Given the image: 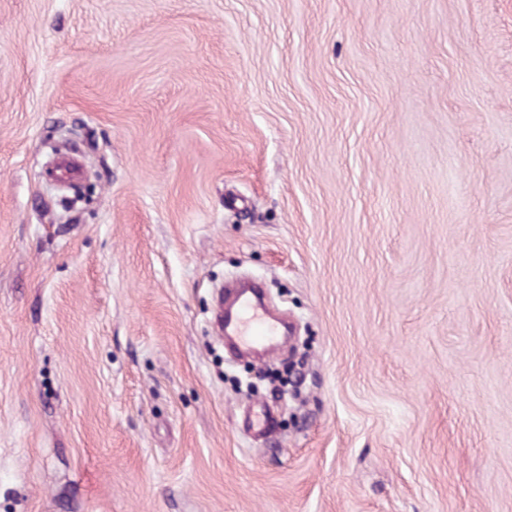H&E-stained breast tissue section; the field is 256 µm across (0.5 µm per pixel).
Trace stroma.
I'll return each mask as SVG.
<instances>
[{"mask_svg":"<svg viewBox=\"0 0 512 512\" xmlns=\"http://www.w3.org/2000/svg\"><path fill=\"white\" fill-rule=\"evenodd\" d=\"M0 512H512V0H0ZM258 292L257 286L240 290L232 309L224 314L218 326L219 335L232 339L237 349L245 353L271 346L283 332L284 325L269 314ZM274 412L268 405L254 406L243 420L248 433L254 437L270 438L274 431Z\"/></svg>","mask_w":512,"mask_h":512,"instance_id":"35a3bbf8","label":"stroma"}]
</instances>
